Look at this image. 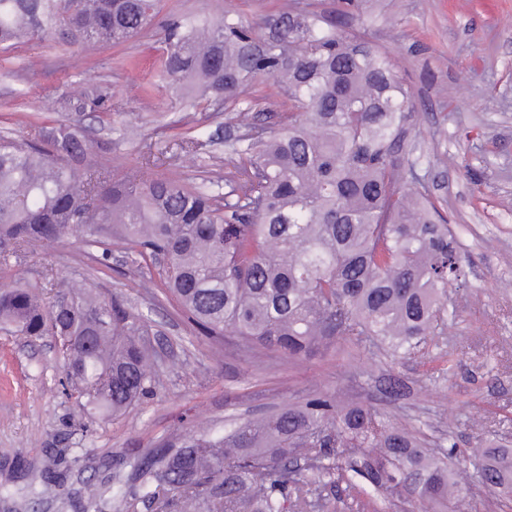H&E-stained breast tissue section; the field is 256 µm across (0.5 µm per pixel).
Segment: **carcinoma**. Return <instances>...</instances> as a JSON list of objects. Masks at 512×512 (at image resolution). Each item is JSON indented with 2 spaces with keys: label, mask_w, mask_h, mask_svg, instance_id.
<instances>
[{
  "label": "carcinoma",
  "mask_w": 512,
  "mask_h": 512,
  "mask_svg": "<svg viewBox=\"0 0 512 512\" xmlns=\"http://www.w3.org/2000/svg\"><path fill=\"white\" fill-rule=\"evenodd\" d=\"M159 11L160 0H0V49L87 54L144 33ZM256 39L232 11L183 15L160 33L158 80L194 104L232 101L246 117L262 77L288 101L278 130L245 124L240 176L222 194L205 174L144 177L148 152L115 177L102 162L109 144L70 124L0 136V329L54 337L67 396L91 419L153 392L156 354L120 299L48 269L18 276L34 243L74 237L96 260L114 246L161 255L160 286L201 334L290 359L330 336L414 356L442 326L448 288L466 283L455 235L420 187L411 95L392 56L350 31L344 12L334 22L302 8ZM69 106L98 112L112 95L91 90ZM449 455L373 408L324 396L222 432L190 430L134 472L156 512H336L321 495L336 483L358 512H382L398 486L449 512L470 491ZM480 457L484 486L511 494L512 448Z\"/></svg>",
  "instance_id": "cac0c4a2"
}]
</instances>
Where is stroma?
I'll use <instances>...</instances> for the list:
<instances>
[{
	"instance_id": "1",
	"label": "stroma",
	"mask_w": 512,
	"mask_h": 512,
	"mask_svg": "<svg viewBox=\"0 0 512 512\" xmlns=\"http://www.w3.org/2000/svg\"><path fill=\"white\" fill-rule=\"evenodd\" d=\"M299 3L328 18L342 6V0H162L158 18L232 9L264 36L266 20ZM353 25L396 60L415 108L410 137L417 172L464 256L466 283L449 290L442 334L405 359L367 341L346 356V336L324 340L299 360L244 351L196 335L156 277L138 276L127 251L113 248L100 262L71 238L36 243L29 264L121 296L148 321L161 358L159 381L124 414L87 423L82 432L51 338L32 342L0 332V512H115L109 497L90 506L84 486L108 487L117 479L131 493L130 512H154L135 494V458L189 430L220 429L325 392L380 409L390 425L419 428L435 447L512 445V0H497L493 19L480 0H360ZM163 50L154 27L120 46L97 47L91 65L68 46L0 52V135L28 132L36 116L79 124L92 140H118L104 156L114 174L148 144L155 155L150 174L183 176L199 161L172 143L194 127L209 169L234 172L240 161L232 146L244 133L239 106L198 112L178 101L156 77ZM96 85L108 88L120 111L98 116L62 107L61 97ZM448 352L454 370L433 372V358ZM45 468L55 472L59 494L27 505L26 484ZM463 476L471 488L466 512H512V499L485 491L476 458H468Z\"/></svg>"
}]
</instances>
